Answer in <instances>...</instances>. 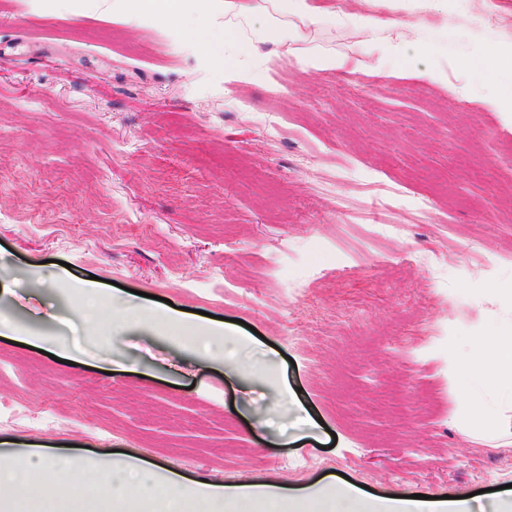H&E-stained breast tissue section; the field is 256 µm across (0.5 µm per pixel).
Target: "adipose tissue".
<instances>
[{"mask_svg":"<svg viewBox=\"0 0 512 512\" xmlns=\"http://www.w3.org/2000/svg\"><path fill=\"white\" fill-rule=\"evenodd\" d=\"M495 371L512 389V337L491 340L478 338L467 359L448 365V380L458 395L468 393L471 379L486 371ZM34 460L51 470L69 473L73 459L66 454H45L42 449L0 450V502L9 504L32 495L29 475L17 472V465ZM92 477L83 487L89 497L108 491L119 500L153 501L155 512H183L184 504H193L197 512H239L253 507L254 512H472L469 499H412L409 497L371 496L336 480L323 488L308 491L277 483L211 484L188 482L179 473L156 482L147 466L126 461L101 465L85 460Z\"/></svg>","mask_w":512,"mask_h":512,"instance_id":"1","label":"adipose tissue"}]
</instances>
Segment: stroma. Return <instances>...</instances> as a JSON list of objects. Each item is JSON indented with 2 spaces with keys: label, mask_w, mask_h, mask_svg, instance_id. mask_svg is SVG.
<instances>
[{
  "label": "stroma",
  "mask_w": 512,
  "mask_h": 512,
  "mask_svg": "<svg viewBox=\"0 0 512 512\" xmlns=\"http://www.w3.org/2000/svg\"><path fill=\"white\" fill-rule=\"evenodd\" d=\"M313 3L326 21L301 40L243 23L255 50L231 71L189 38L223 50L222 0H185L170 28L137 20L139 0H0V442L202 482L512 498V402L475 381L472 428L448 385L473 337L512 331V117L489 102L512 74L479 72L512 40V0H486L494 26L473 0H368L447 57L442 82L410 53L377 57L388 31L329 23L347 0ZM311 52L352 70L300 71ZM93 282L237 320L262 381L161 319L101 346L110 309L77 315Z\"/></svg>",
  "instance_id": "35a3bbf8"
}]
</instances>
